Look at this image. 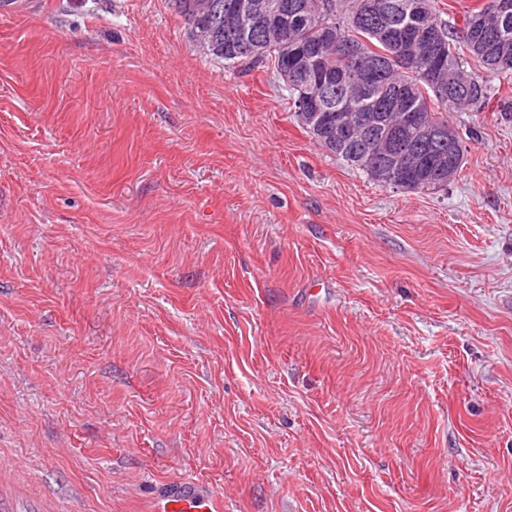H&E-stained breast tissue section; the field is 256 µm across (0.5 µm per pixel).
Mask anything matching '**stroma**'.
Wrapping results in <instances>:
<instances>
[{
  "label": "stroma",
  "mask_w": 512,
  "mask_h": 512,
  "mask_svg": "<svg viewBox=\"0 0 512 512\" xmlns=\"http://www.w3.org/2000/svg\"><path fill=\"white\" fill-rule=\"evenodd\" d=\"M0 13V502L512 512V77L447 189L301 129L168 0ZM294 115L299 126L309 134L319 146L341 159L348 167L362 171L373 182L382 186L392 187L378 176V170L388 165L386 159L378 157L376 153L371 152L365 142L359 139L358 136H355L353 141L346 148L340 150V148L332 146L324 137L313 130L311 124L301 119L297 112H294ZM152 509L154 512H221L224 504L197 484L188 482L159 496Z\"/></svg>",
  "instance_id": "stroma-1"
}]
</instances>
